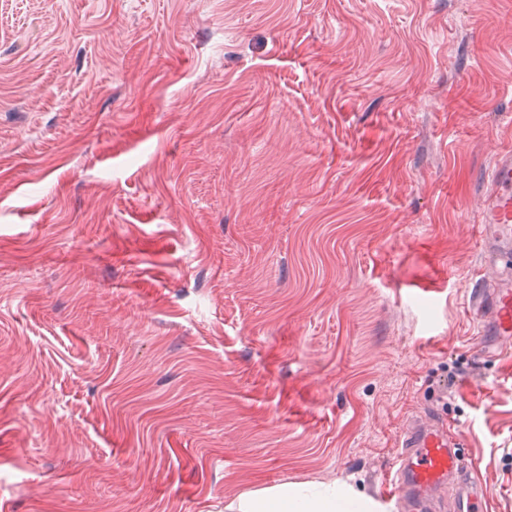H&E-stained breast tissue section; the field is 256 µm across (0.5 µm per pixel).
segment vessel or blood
<instances>
[{"label":"vessel or blood","instance_id":"1","mask_svg":"<svg viewBox=\"0 0 512 512\" xmlns=\"http://www.w3.org/2000/svg\"><path fill=\"white\" fill-rule=\"evenodd\" d=\"M486 192L482 248L502 278H477L471 289L479 340L474 361L487 355L484 337L512 339V149L497 151L482 175ZM399 452L385 477L381 503L399 512H486L489 493L465 461L460 436L436 416L413 421L402 433Z\"/></svg>","mask_w":512,"mask_h":512}]
</instances>
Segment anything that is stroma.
I'll use <instances>...</instances> for the list:
<instances>
[{
  "label": "stroma",
  "instance_id": "obj_1",
  "mask_svg": "<svg viewBox=\"0 0 512 512\" xmlns=\"http://www.w3.org/2000/svg\"><path fill=\"white\" fill-rule=\"evenodd\" d=\"M509 146L512 0H0V512L374 500L443 392L512 512ZM486 192L483 221L488 224L482 248L489 262L499 266L504 276L489 284L483 276L471 289L479 341L472 347V358L482 361L487 349L486 336L512 339V149L497 151L482 174ZM243 512H368V500L335 485L297 488L284 484L274 490L255 493L240 504Z\"/></svg>",
  "mask_w": 512,
  "mask_h": 512
}]
</instances>
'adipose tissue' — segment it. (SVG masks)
<instances>
[{
    "mask_svg": "<svg viewBox=\"0 0 512 512\" xmlns=\"http://www.w3.org/2000/svg\"><path fill=\"white\" fill-rule=\"evenodd\" d=\"M242 512H370L368 500L333 485L297 488L283 485L244 499Z\"/></svg>",
    "mask_w": 512,
    "mask_h": 512,
    "instance_id": "obj_1",
    "label": "adipose tissue"
}]
</instances>
